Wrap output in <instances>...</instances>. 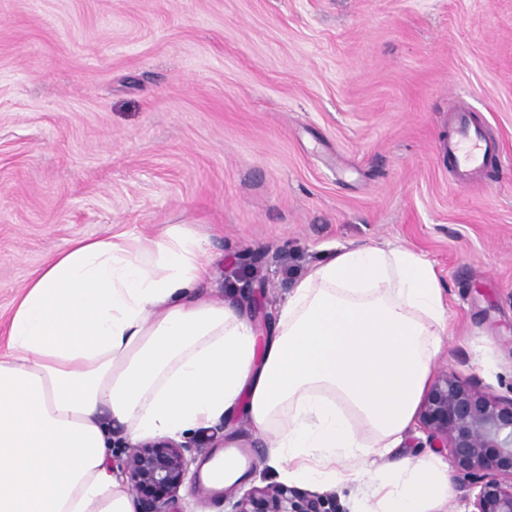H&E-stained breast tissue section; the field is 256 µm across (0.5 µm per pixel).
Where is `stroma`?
<instances>
[{
  "label": "stroma",
  "mask_w": 512,
  "mask_h": 512,
  "mask_svg": "<svg viewBox=\"0 0 512 512\" xmlns=\"http://www.w3.org/2000/svg\"><path fill=\"white\" fill-rule=\"evenodd\" d=\"M458 101L497 144L465 187ZM173 224L272 317L338 248L413 250L435 368L512 394V0H0V310L75 237ZM228 430L260 455L242 411L190 438Z\"/></svg>",
  "instance_id": "obj_1"
}]
</instances>
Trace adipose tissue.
Wrapping results in <instances>:
<instances>
[{"instance_id":"adipose-tissue-1","label":"adipose tissue","mask_w":512,"mask_h":512,"mask_svg":"<svg viewBox=\"0 0 512 512\" xmlns=\"http://www.w3.org/2000/svg\"><path fill=\"white\" fill-rule=\"evenodd\" d=\"M210 261L187 225L78 237L7 315L0 352V512H136L112 432L175 438L246 410L264 463L356 488V512H435L448 465L393 454L448 333L444 285L401 245L332 253L276 322L201 294Z\"/></svg>"}]
</instances>
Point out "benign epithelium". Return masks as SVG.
Masks as SVG:
<instances>
[{
  "label": "benign epithelium",
  "mask_w": 512,
  "mask_h": 512,
  "mask_svg": "<svg viewBox=\"0 0 512 512\" xmlns=\"http://www.w3.org/2000/svg\"><path fill=\"white\" fill-rule=\"evenodd\" d=\"M420 427L431 448L446 451L455 487L473 498L472 512H512V395L491 394L472 378L441 370L425 391ZM197 457L172 438L126 443L116 466L142 512H169L170 499L193 479ZM229 512H329L327 498L297 495L283 485L233 486L224 492Z\"/></svg>",
  "instance_id": "1"
}]
</instances>
